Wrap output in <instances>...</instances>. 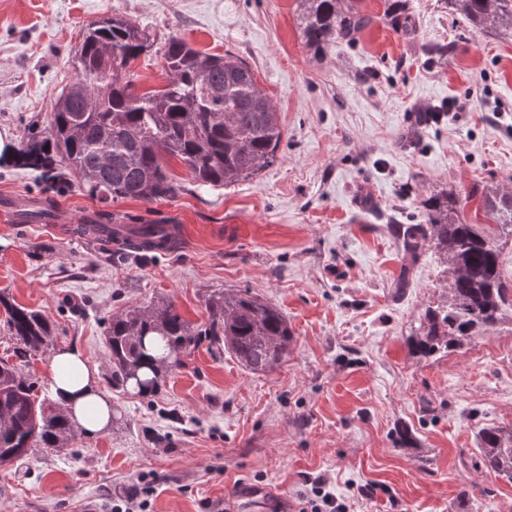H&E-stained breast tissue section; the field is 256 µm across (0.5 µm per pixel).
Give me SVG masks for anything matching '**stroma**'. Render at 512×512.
<instances>
[{"mask_svg":"<svg viewBox=\"0 0 512 512\" xmlns=\"http://www.w3.org/2000/svg\"><path fill=\"white\" fill-rule=\"evenodd\" d=\"M354 4L370 24L317 51L297 0H0V131L15 141L75 79L83 29L110 15L246 61L284 131L274 163L231 185L197 187L168 157L174 198L57 197L66 222L105 208L178 225L180 246L151 259L0 222V294L55 323L26 374L49 383L55 349L77 347L112 404L107 429L0 465V512H113L135 487L148 512H295L321 475L348 512H512V483L476 464L481 428L512 429V316L483 359L472 345L416 357L409 338L446 275L430 251L406 265L399 233L440 193L494 230L484 199L512 191V33L448 0H408L406 30L384 0ZM224 289L287 317L283 363L254 373L201 347L152 397L113 387L112 314L164 300L199 324Z\"/></svg>","mask_w":512,"mask_h":512,"instance_id":"1","label":"stroma"}]
</instances>
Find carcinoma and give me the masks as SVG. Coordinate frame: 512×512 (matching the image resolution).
<instances>
[{"instance_id": "carcinoma-1", "label": "carcinoma", "mask_w": 512, "mask_h": 512, "mask_svg": "<svg viewBox=\"0 0 512 512\" xmlns=\"http://www.w3.org/2000/svg\"><path fill=\"white\" fill-rule=\"evenodd\" d=\"M300 27L308 46L319 50L333 38L351 36L367 26L352 0H298ZM387 12L407 27L406 0H386ZM474 27L512 29V0H448ZM154 52L162 59L167 82L140 93L131 67ZM76 79L62 88L48 126L28 127L13 159L15 166L39 172L43 182L39 220L54 212V195L84 184L101 202L136 199L153 202L175 197L181 189L163 164L179 160L200 186H225L257 175L276 159L283 137L276 108L242 60L201 52L172 34L158 43L138 25L107 16L86 28L72 55ZM485 209L501 232L512 237V193L485 198ZM129 216L97 212L80 234L92 238ZM124 241L153 257L177 244V228L139 220ZM406 256L430 250L446 264V294L426 309L412 337L416 355L448 353L488 335L512 311V279L504 277L497 237L463 222L451 199H436L426 223L407 227ZM11 336L14 364L0 357V464L20 461L32 444L63 448L75 433L63 411L51 409L37 383L21 369L44 351L54 336L49 316L0 295ZM207 319L194 325L169 302L112 315L107 329L112 353V385L143 384L137 395L157 393L164 375L181 364L180 356L208 343L226 350L254 373L272 370L287 356L293 335L278 308L249 290L215 292L206 301ZM483 468L512 482V430L480 431Z\"/></svg>"}]
</instances>
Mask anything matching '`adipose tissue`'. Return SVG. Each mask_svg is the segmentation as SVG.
<instances>
[{
    "label": "adipose tissue",
    "mask_w": 512,
    "mask_h": 512,
    "mask_svg": "<svg viewBox=\"0 0 512 512\" xmlns=\"http://www.w3.org/2000/svg\"><path fill=\"white\" fill-rule=\"evenodd\" d=\"M52 393L71 422L86 433L102 430L110 421L112 408L96 388L97 369L87 364L76 347L57 350L51 359Z\"/></svg>",
    "instance_id": "obj_1"
}]
</instances>
